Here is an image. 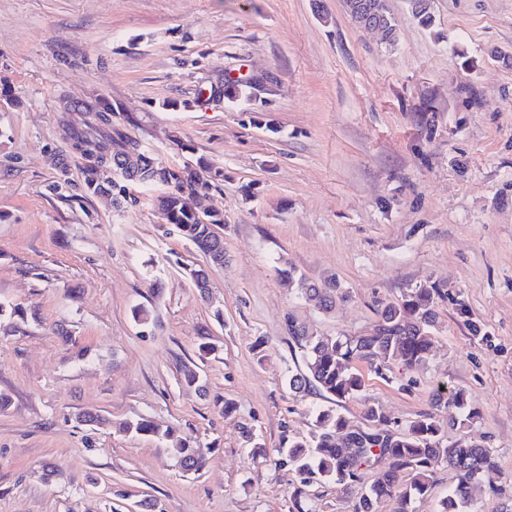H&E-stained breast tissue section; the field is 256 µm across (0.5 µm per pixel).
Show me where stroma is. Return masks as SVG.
I'll list each match as a JSON object with an SVG mask.
<instances>
[{"label": "stroma", "mask_w": 512, "mask_h": 512, "mask_svg": "<svg viewBox=\"0 0 512 512\" xmlns=\"http://www.w3.org/2000/svg\"><path fill=\"white\" fill-rule=\"evenodd\" d=\"M396 42L358 29L342 0H0V512H289L300 478L271 456L307 436L325 393L295 392L301 352L286 316L320 336L369 330L378 302L426 282L460 292L473 340L439 308L427 364L365 373V403L406 427L440 387L463 390L471 429L496 450L474 512H499L512 478V0H387ZM266 73L256 98L228 103L225 79ZM122 127L168 164L224 179L198 199L223 214L229 260L208 267L131 187L84 189L72 128ZM348 292L330 312L281 269ZM208 270L200 296L186 267ZM151 313L135 321L134 307ZM210 337L215 353L200 358ZM199 366L202 387L183 370ZM236 410L224 414L216 398ZM93 412L88 427L79 415ZM149 418L208 448L185 472L169 442L119 431ZM251 429L266 455L252 454ZM350 494L309 487L319 512Z\"/></svg>", "instance_id": "stroma-1"}]
</instances>
